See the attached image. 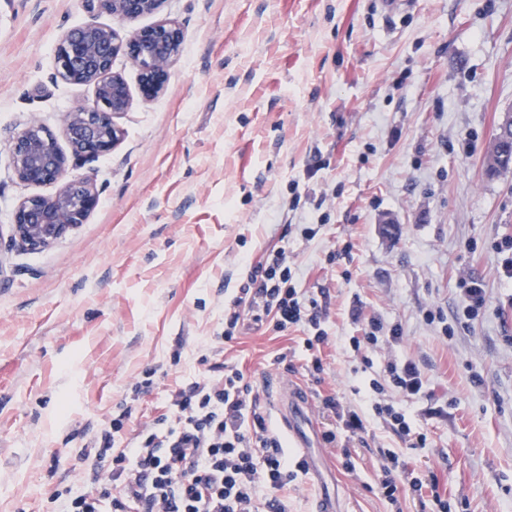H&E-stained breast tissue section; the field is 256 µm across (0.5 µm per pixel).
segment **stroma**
I'll return each mask as SVG.
<instances>
[{"label":"stroma","mask_w":512,"mask_h":512,"mask_svg":"<svg viewBox=\"0 0 512 512\" xmlns=\"http://www.w3.org/2000/svg\"><path fill=\"white\" fill-rule=\"evenodd\" d=\"M376 3L166 0L184 42L148 102L114 59L135 95L124 136L66 173L93 184L97 208L51 247L0 259V512H52L57 490L92 478L102 427L131 410L124 447L216 362L259 397L285 381L314 408L330 390L362 405L391 358L427 380L431 398H384L429 446L367 415L351 477L317 442L343 512H393L371 489L383 448L435 475L448 512H512V289L496 250L512 235V170L485 164L512 109V0H414L390 21ZM112 23L81 0H0V234L20 201L58 190L17 179L14 136L35 121L67 148L65 113L94 98L57 78V41ZM282 249L300 296L326 307L319 384L302 330L248 316L218 341L250 268ZM467 275L487 305L458 326ZM368 318L403 332L369 367L348 344Z\"/></svg>","instance_id":"stroma-1"}]
</instances>
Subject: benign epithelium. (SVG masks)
Returning <instances> with one entry per match:
<instances>
[{
	"mask_svg": "<svg viewBox=\"0 0 512 512\" xmlns=\"http://www.w3.org/2000/svg\"><path fill=\"white\" fill-rule=\"evenodd\" d=\"M84 3L124 24L160 14L164 0ZM182 42L181 28L168 18L125 34L113 26L87 25L60 37L55 52L57 77L68 84L94 88L92 104L77 105L64 115L71 156L95 159L110 153L122 139L123 130L115 117L131 108L133 98L125 80L112 72L115 57L126 55L138 69L140 97L147 102L163 91ZM10 163L24 183L60 184L52 197L34 196L18 204L11 224V244L18 241L30 249L46 248L84 223L99 203L98 192L90 183L65 180L68 156L60 150L56 137L35 121L14 137Z\"/></svg>",
	"mask_w": 512,
	"mask_h": 512,
	"instance_id": "7a95c632",
	"label": "benign epithelium"
}]
</instances>
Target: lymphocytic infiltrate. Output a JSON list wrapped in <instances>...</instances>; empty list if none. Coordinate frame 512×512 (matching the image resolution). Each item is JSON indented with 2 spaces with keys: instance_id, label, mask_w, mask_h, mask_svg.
<instances>
[{
  "instance_id": "lymphocytic-infiltrate-1",
  "label": "lymphocytic infiltrate",
  "mask_w": 512,
  "mask_h": 512,
  "mask_svg": "<svg viewBox=\"0 0 512 512\" xmlns=\"http://www.w3.org/2000/svg\"><path fill=\"white\" fill-rule=\"evenodd\" d=\"M247 310L272 315L279 332L308 330V370L312 378L320 377L321 349L328 341L320 329L325 312L318 301L306 306L299 302L285 251L253 266L247 285L225 307L224 342L235 341ZM213 370L214 377L175 389L166 414L140 432L131 447H114L124 422L113 419L101 432L90 486L55 493L57 512H288V486L304 471V461L289 456L243 373L223 363L214 364ZM387 387L405 398L424 394L421 370L409 359L388 360L364 404L409 440L412 449L425 448V435L412 431L404 413L378 400ZM320 410L329 423L322 433L324 443L335 449L345 472L355 475L349 441L365 430L362 413L333 393L321 397ZM381 458L377 488L386 501L396 506L401 496H421L424 483L405 462L386 452Z\"/></svg>"
}]
</instances>
